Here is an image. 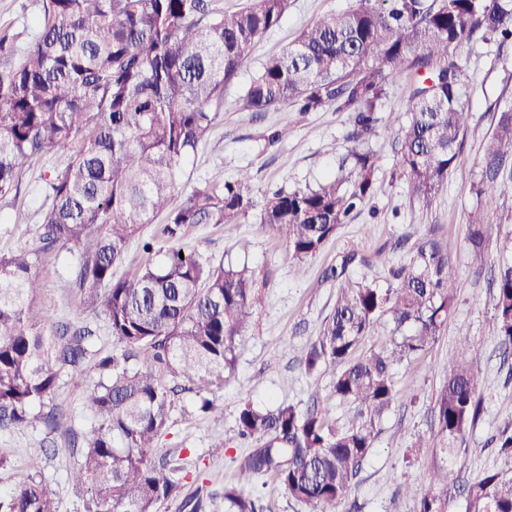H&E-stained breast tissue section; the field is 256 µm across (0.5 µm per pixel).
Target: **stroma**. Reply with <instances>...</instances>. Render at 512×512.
<instances>
[{"label":"stroma","mask_w":512,"mask_h":512,"mask_svg":"<svg viewBox=\"0 0 512 512\" xmlns=\"http://www.w3.org/2000/svg\"><path fill=\"white\" fill-rule=\"evenodd\" d=\"M357 5L358 0H288L280 26L255 44L251 71L242 72L225 86L224 107L209 136L183 161L180 196L202 183L221 184L245 174L255 199L260 200L277 189L313 184L336 172L347 150L348 113L330 107L301 114L287 105L250 112L244 107V95L252 70L287 47L305 25L322 14L345 12ZM40 15L41 0H0V32L25 44ZM457 54L472 77L468 94L473 122L456 168L431 203L412 196L397 164L395 139L407 119L412 90L410 79L402 77L387 89L377 135L371 142L380 157L373 197L352 223L340 227L323 251L308 261L303 274H295L285 242L260 223L255 210L233 232L200 224L180 238L181 246L205 257L247 266L262 286L264 303L238 340L233 375L210 394L217 412L200 413L194 395L176 396L169 427L151 457L176 462L183 488L179 497L159 504L156 512H186L183 503L189 497L200 499L201 512H224V489L237 482L234 460L246 452L234 441L237 412L244 402L268 409L285 401L301 410L315 403L337 424H345L349 408L332 393L333 367L310 375L301 363L336 299L337 285L325 280L323 272L342 256L353 254L357 261L348 270L350 281L366 273L380 287H388L392 278L387 268L377 264L378 250L392 248L394 265L404 264L413 244L431 228L449 245L457 268L452 310L429 351L395 366V384L403 399L381 417L374 448L346 507L348 512H416L417 503L406 490H425L437 462L434 449L420 447L419 442L434 426L442 365L463 339L471 343L483 370L482 412L467 433L453 468L464 482L487 473L512 477V456L500 453L495 442L505 424L512 423V351L495 333L494 292L489 286L503 260L498 243L512 233V178L504 180L488 264L479 272L471 264L466 222L476 204L472 185L483 141L496 124L498 105L512 104V44L500 48L471 43L461 46ZM283 128L287 137L272 141V133ZM68 159L63 148L43 153L24 166L19 194L0 199V254L35 247L37 226L49 204L45 182ZM144 239L153 240L159 254L172 244L161 222L143 225L138 239L131 241L122 262L115 266L116 275H130L145 261L140 248ZM72 262L67 250L57 249L41 254L37 266L41 289L36 302L49 314L50 327L86 323L95 332L82 374H63L46 402L47 407L61 409L67 420L55 430L41 425L0 428V448L9 451L6 462L0 464V492L8 493L31 475L44 478L57 493V512H84L89 494L69 477L80 461L73 442L94 424L84 405V382L94 375L95 359L117 346L104 318L85 309L79 293L70 286ZM220 436L229 440V447H217Z\"/></svg>","instance_id":"35a3bbf8"}]
</instances>
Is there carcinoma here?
<instances>
[{"label": "carcinoma", "mask_w": 512, "mask_h": 512, "mask_svg": "<svg viewBox=\"0 0 512 512\" xmlns=\"http://www.w3.org/2000/svg\"><path fill=\"white\" fill-rule=\"evenodd\" d=\"M288 0H246L230 14L211 0H42L37 32L25 45L0 37V198L19 191L29 160L51 149L71 151L46 182L50 204L38 226L39 246L0 255V426L62 425L61 410L44 411L60 377L90 353L87 324L48 330L37 307L40 253L77 255L71 270L83 304L106 320L118 348L96 362L98 377L84 398L96 418L82 437L70 473L90 489L86 512H155L180 494L181 468L161 471L148 457L165 434L173 397L192 393L200 411L236 364L237 340L262 302L247 267L215 263L171 248L159 264L113 277L131 239L164 216L170 238L198 224L231 230L256 207L249 177L195 188L174 203L181 162L207 137L224 103V85L250 69L251 49L277 27ZM512 44V0H359L307 25L269 58L245 92V107L266 112L292 104L297 112L333 107L350 113L347 154L338 173L316 186L264 197L261 223L281 236L294 272L304 271L340 226L351 223L375 192L380 157L370 142L386 87L412 75L409 117L397 134L398 164L413 196L430 203L454 170L472 112L471 79L456 49L468 43ZM468 214L470 252L480 270L486 228L506 174H512V107L499 112L485 141ZM355 256L324 271L337 280ZM394 288L362 277L337 289L332 311L309 344V374L336 368L333 394L351 406L338 426L316 406L244 404L237 437L252 443L236 459L238 485L224 488V512H264L244 493L272 475L292 499L339 512L378 435L377 421L401 398L393 367L430 349L448 320L456 288L451 252L430 229L409 262L392 270ZM496 334L512 342V263L498 269ZM389 317L392 347L356 355L376 321ZM480 371L469 344L448 357L435 403V428L423 447L440 464L420 494L418 512H449L457 486L465 512H512V479L486 474L457 485V443L481 413ZM0 512H57L56 491L29 477Z\"/></svg>", "instance_id": "cac0c4a2"}]
</instances>
